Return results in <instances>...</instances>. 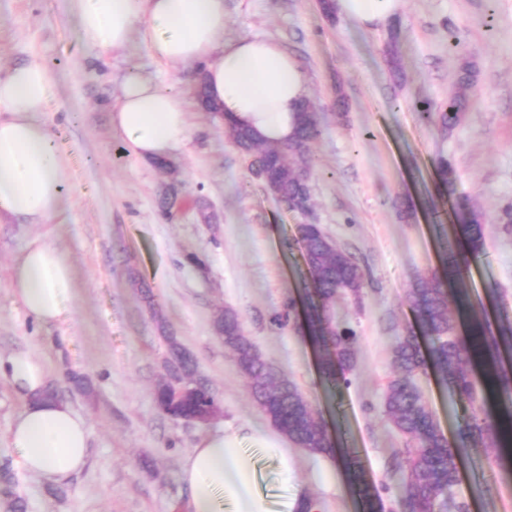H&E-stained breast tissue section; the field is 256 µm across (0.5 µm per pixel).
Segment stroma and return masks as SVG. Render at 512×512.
Returning <instances> with one entry per match:
<instances>
[{
	"instance_id": "stroma-1",
	"label": "stroma",
	"mask_w": 512,
	"mask_h": 512,
	"mask_svg": "<svg viewBox=\"0 0 512 512\" xmlns=\"http://www.w3.org/2000/svg\"><path fill=\"white\" fill-rule=\"evenodd\" d=\"M66 7L65 0H0V75L29 61L48 70L53 89L42 117L67 159L68 199L55 224L0 220V357L29 352L44 361L50 386L88 423L89 457L53 495L9 446L24 402L0 378V512L15 499L26 512H188L180 467L199 436L270 426L213 330L223 308L239 314L245 335L297 384L335 443L332 460L296 448L292 487L324 503V512H362L341 463L353 451L365 480L385 485L384 512H401L402 474L393 460L406 440L384 412L391 349L417 323L406 300L410 284L443 270L438 227L452 223L453 199L486 215L485 251L461 286L490 320L512 321V227L498 220L512 205V0H405L392 29L377 32L325 17L316 0H224L225 39L274 38L309 76L320 135L311 147L308 216L268 192L223 120L198 108L196 68L157 62L137 45L97 58ZM467 63L468 110L453 130H441L413 103L447 100ZM132 73L188 103L190 140L167 166L119 152L110 112ZM443 158L455 168L449 196L437 188ZM204 212L210 223H202ZM308 220L367 274L360 302L339 298L332 307L335 321L357 335L356 367L332 391L320 380L319 346L298 330L305 269L296 227ZM36 236L69 255L76 277L70 315L41 327L10 285L14 260ZM132 271L155 294L159 319L132 287ZM291 301L289 322L275 325L274 314ZM160 319L216 397L220 411L208 424L171 419L153 401L166 352ZM76 376L83 388L74 386ZM417 383L439 427L456 438L465 413L451 389L430 373ZM497 454L461 452L457 493L469 512H512V475L496 466Z\"/></svg>"
}]
</instances>
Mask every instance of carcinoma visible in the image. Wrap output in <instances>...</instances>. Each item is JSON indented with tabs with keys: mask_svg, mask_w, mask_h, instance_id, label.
I'll return each mask as SVG.
<instances>
[{
	"mask_svg": "<svg viewBox=\"0 0 512 512\" xmlns=\"http://www.w3.org/2000/svg\"><path fill=\"white\" fill-rule=\"evenodd\" d=\"M471 87V68L466 64L448 101L436 107L423 102L419 111L436 115L442 128L452 129L463 119ZM228 130L239 149L250 158V168L272 177L280 201L295 203L304 191L298 169L312 168L310 147L320 134L313 103L306 102L298 113L295 135L285 144L268 142L232 123ZM438 176L440 190L451 192L455 170L448 160L439 162ZM455 216L457 227L449 236L452 244L442 252L445 275L420 279L407 290V301L430 344L429 357H424L418 336L411 328L397 336L392 349L395 374L387 383L384 408L389 421L408 442L400 497L402 512H467L466 503L451 497L459 481L458 461L463 447H498V466L507 471L512 469V455L501 450L506 442H512V406L508 404L494 415L485 404L478 403L472 373L476 360L485 361V379L492 385V395L512 398V365L501 359V347L512 348V325L494 331L479 323L468 339L456 336L455 322L448 313L447 285L461 278L462 264L468 258L484 251V215L461 205ZM299 241L307 273L306 325L326 346L320 371L323 380L334 385L346 380V374L354 368L356 346L353 331L335 324L329 312L340 296L360 298L366 273L318 224L303 227ZM216 328L239 370L250 380L251 397L270 424L312 454L333 451L331 438L321 419L315 417L309 401L293 382L262 358L245 336L237 312L224 309L216 320ZM167 353L166 375L155 389L154 400L170 418L186 421L199 413L200 398L210 394V390L203 383L197 395L174 398L166 383L171 379L189 380L196 376L197 369L192 355L176 341L167 344ZM429 368L440 381L452 386L458 401L466 407L467 419L455 440L441 430L416 384V378ZM354 489L373 512L383 509L377 487L357 472Z\"/></svg>",
	"mask_w": 512,
	"mask_h": 512,
	"instance_id": "1",
	"label": "carcinoma"
}]
</instances>
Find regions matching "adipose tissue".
Returning <instances> with one entry per match:
<instances>
[{
	"label": "adipose tissue",
	"instance_id": "obj_1",
	"mask_svg": "<svg viewBox=\"0 0 512 512\" xmlns=\"http://www.w3.org/2000/svg\"><path fill=\"white\" fill-rule=\"evenodd\" d=\"M403 0H333L339 19L362 30L391 27ZM81 40L102 52L144 46L159 61L204 67L213 100L229 119L256 128L270 141L293 132L309 80L299 62L274 40L224 39V0H70ZM52 91L40 63L10 68L0 76V217L22 224H50L65 210V160L41 118ZM111 124L124 152L136 159L159 158L188 139L186 101L138 76L121 88ZM11 286L25 311L40 325L62 320L76 297L69 256L43 238L27 242L11 269ZM5 377L24 399L9 428V445L32 474L52 482L79 473L87 464L90 430L70 405L45 398L48 376L30 353L0 359ZM239 434L205 432L184 456L180 478L189 490V512H294L295 501L271 504L255 481V457L277 466L281 483L294 474L295 457L282 439L250 430L252 449L239 447Z\"/></svg>",
	"mask_w": 512,
	"mask_h": 512
}]
</instances>
